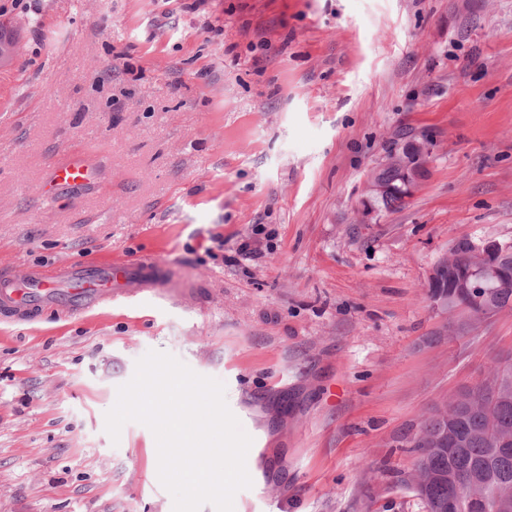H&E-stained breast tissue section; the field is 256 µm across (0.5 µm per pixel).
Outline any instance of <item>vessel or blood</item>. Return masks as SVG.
I'll return each instance as SVG.
<instances>
[{
	"label": "vessel or blood",
	"instance_id": "b4317fda",
	"mask_svg": "<svg viewBox=\"0 0 512 512\" xmlns=\"http://www.w3.org/2000/svg\"><path fill=\"white\" fill-rule=\"evenodd\" d=\"M96 176L84 156L70 155L55 164L47 186L52 193L77 189ZM190 292L174 267L148 258L72 262L34 271L23 281L10 267H0V317L16 322L43 313L76 317L107 304L123 306L145 300L173 304Z\"/></svg>",
	"mask_w": 512,
	"mask_h": 512
}]
</instances>
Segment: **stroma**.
Listing matches in <instances>:
<instances>
[{
  "instance_id": "obj_1",
  "label": "stroma",
  "mask_w": 512,
  "mask_h": 512,
  "mask_svg": "<svg viewBox=\"0 0 512 512\" xmlns=\"http://www.w3.org/2000/svg\"><path fill=\"white\" fill-rule=\"evenodd\" d=\"M0 24V264L200 288L0 318V512H173L152 431L105 428L151 350L224 383L256 450L234 512H422L408 438L512 357V309L444 340L427 297L457 242L512 246V0H0ZM422 140L403 205L370 199ZM72 153L101 178L44 196ZM431 154L428 143H414L409 148L403 147L401 150L396 149L391 154L388 153L384 165L395 164L401 169L410 194L427 173Z\"/></svg>"
}]
</instances>
